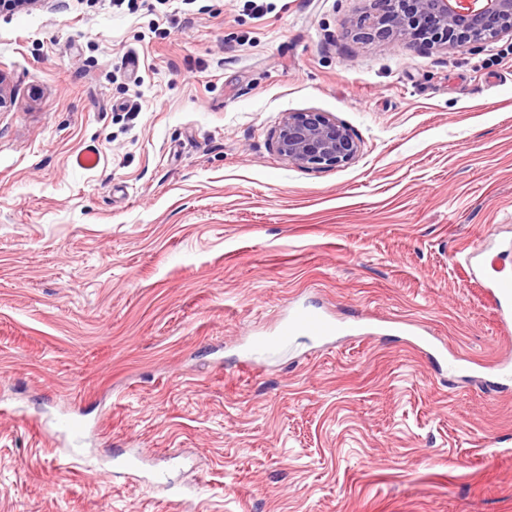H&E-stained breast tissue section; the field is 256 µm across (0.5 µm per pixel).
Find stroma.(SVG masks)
Listing matches in <instances>:
<instances>
[{"instance_id": "obj_1", "label": "stroma", "mask_w": 512, "mask_h": 512, "mask_svg": "<svg viewBox=\"0 0 512 512\" xmlns=\"http://www.w3.org/2000/svg\"><path fill=\"white\" fill-rule=\"evenodd\" d=\"M370 3L0 13V512H512V333L464 264L512 277V37L366 43ZM288 112L359 155L279 156ZM293 306L357 334L242 366ZM275 151L304 168L350 163L360 146L350 129L324 112H289L274 135Z\"/></svg>"}]
</instances>
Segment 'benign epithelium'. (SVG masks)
Instances as JSON below:
<instances>
[{"label": "benign epithelium", "mask_w": 512, "mask_h": 512, "mask_svg": "<svg viewBox=\"0 0 512 512\" xmlns=\"http://www.w3.org/2000/svg\"><path fill=\"white\" fill-rule=\"evenodd\" d=\"M512 35V0H373L356 24L360 40H391L447 53ZM275 151L304 168L350 163L360 146L350 129L324 112H290L274 135Z\"/></svg>", "instance_id": "obj_1"}]
</instances>
